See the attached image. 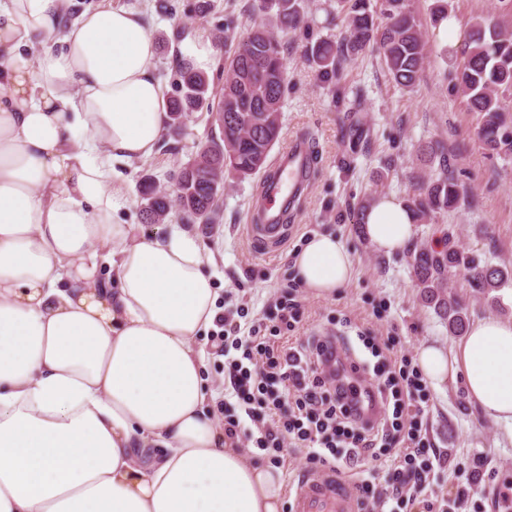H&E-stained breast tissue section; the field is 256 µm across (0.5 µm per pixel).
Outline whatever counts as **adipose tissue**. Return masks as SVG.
Wrapping results in <instances>:
<instances>
[{
    "instance_id": "obj_1",
    "label": "adipose tissue",
    "mask_w": 512,
    "mask_h": 512,
    "mask_svg": "<svg viewBox=\"0 0 512 512\" xmlns=\"http://www.w3.org/2000/svg\"><path fill=\"white\" fill-rule=\"evenodd\" d=\"M0 0V512H280L279 472L248 463L209 413L197 337L218 313L193 225L145 236L121 168L155 155L166 88L140 11L101 0ZM414 219L377 199L363 231L402 248ZM332 295L353 265L332 234L294 260ZM434 385L512 432V322L417 351Z\"/></svg>"
}]
</instances>
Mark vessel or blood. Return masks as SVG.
<instances>
[{
	"label": "vessel or blood",
	"instance_id": "obj_1",
	"mask_svg": "<svg viewBox=\"0 0 512 512\" xmlns=\"http://www.w3.org/2000/svg\"><path fill=\"white\" fill-rule=\"evenodd\" d=\"M314 171L315 157L308 141L301 136L290 140L263 184L254 223L246 227L257 250L274 252L281 247L288 234L286 218L306 193ZM291 498L292 512H358L349 485L333 470L302 473Z\"/></svg>",
	"mask_w": 512,
	"mask_h": 512
}]
</instances>
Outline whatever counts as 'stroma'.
Instances as JSON below:
<instances>
[{
  "label": "stroma",
  "instance_id": "obj_1",
  "mask_svg": "<svg viewBox=\"0 0 512 512\" xmlns=\"http://www.w3.org/2000/svg\"><path fill=\"white\" fill-rule=\"evenodd\" d=\"M117 2L145 12L162 42L151 65L169 89L177 79L170 45L178 31L203 33L221 53L226 46L236 45L244 28L264 21L261 14L251 11L252 0H211L212 8L203 17L195 14L197 0ZM410 4L426 32L429 56L409 89L399 88L390 79L378 47L343 63L337 84L331 85L308 61L304 32L280 36L287 68L281 136L286 139L306 133L312 137L316 174L286 243L269 254L256 250L246 234L262 176L245 180L226 177L217 222L197 227L203 244L216 254V262L207 272L213 278L221 311L245 305L255 319L277 314L282 298L290 297L303 312L301 333L335 328L343 319H350V345L367 361L372 355L358 339L362 331L395 337L396 351L411 358L426 342L455 348L459 337L450 335L447 322L419 302L406 251L387 255L376 250L362 225L355 222V212L365 198L406 200L412 196L410 176L418 165L417 149L435 140L451 153L456 176L468 197L459 208L414 225L412 243L432 244L446 235L482 261L512 270V157L490 153L478 139L477 115L453 88L463 60L462 48L438 45L431 19L434 0H410ZM303 7L315 37L344 41L347 22L337 15V0H303ZM448 13L464 30L478 16L494 17L512 28V0H448ZM355 126L364 131L356 145L343 134L344 129ZM217 131L210 113H190L181 134L165 133L158 153L123 169L122 176L134 192L147 177L167 185L169 172ZM317 233L340 237L354 264L352 280L324 298L292 285L293 258ZM425 394L427 437L436 450L452 458L451 465L428 475L427 502L433 512H448L457 488L467 484L455 461L476 454L483 457V479L459 512H499L493 491L512 482V440L505 428L470 404L459 385L430 386ZM424 503L411 502L406 512H423Z\"/></svg>",
  "mask_w": 512,
  "mask_h": 512
}]
</instances>
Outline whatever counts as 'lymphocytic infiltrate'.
I'll return each mask as SVG.
<instances>
[{
	"label": "lymphocytic infiltrate",
	"instance_id": "f902f5d3",
	"mask_svg": "<svg viewBox=\"0 0 512 512\" xmlns=\"http://www.w3.org/2000/svg\"><path fill=\"white\" fill-rule=\"evenodd\" d=\"M277 319L244 327L233 314L215 317L212 348L228 359L225 437L238 439L241 411L255 425L254 442L268 451L272 465L282 464L287 439L306 448L317 469H339L365 455L380 461L382 473L357 479L360 504L369 512H402L408 495L424 496L428 473L447 459L422 433L426 386L418 368L407 357H393L391 341L366 336L365 348L388 360L389 369L378 377L363 360L349 373L355 359L345 336L317 332L296 342L301 312L289 301ZM233 349L238 358H230ZM380 477L385 491L377 495Z\"/></svg>",
	"mask_w": 512,
	"mask_h": 512
}]
</instances>
